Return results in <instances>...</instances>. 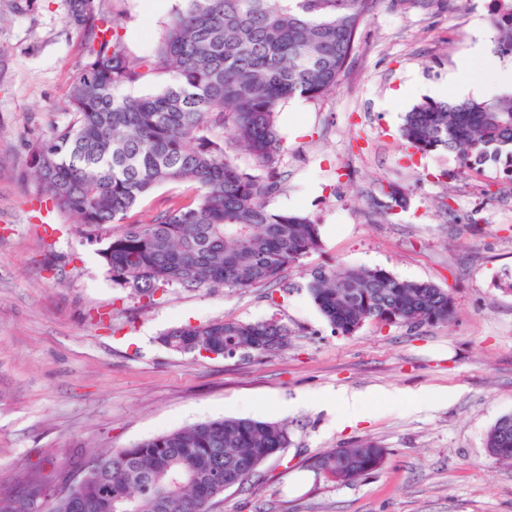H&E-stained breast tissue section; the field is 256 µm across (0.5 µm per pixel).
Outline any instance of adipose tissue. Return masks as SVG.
<instances>
[{"instance_id": "1", "label": "adipose tissue", "mask_w": 512, "mask_h": 512, "mask_svg": "<svg viewBox=\"0 0 512 512\" xmlns=\"http://www.w3.org/2000/svg\"><path fill=\"white\" fill-rule=\"evenodd\" d=\"M475 61L481 66V83L471 84L459 81V74L468 72L471 63ZM489 87L512 88V68L502 67L492 47L478 35L475 36L467 53L459 60L456 73L449 75L447 85L435 87L433 93L440 98L450 94L467 96L479 94Z\"/></svg>"}]
</instances>
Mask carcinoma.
<instances>
[{
	"mask_svg": "<svg viewBox=\"0 0 512 512\" xmlns=\"http://www.w3.org/2000/svg\"><path fill=\"white\" fill-rule=\"evenodd\" d=\"M149 56H134L97 0H68V23L84 60L70 84L71 121L29 144L43 197L76 217L100 252L112 282L148 302L169 288L244 289L278 282L321 248L320 225L271 209L284 153L281 108L336 89L357 35L377 0H183ZM494 50L512 55V6L496 14ZM167 78L140 97L121 95L136 82ZM410 147H440L473 169L489 161L512 173V92L488 100H423L404 117ZM248 153L263 176L244 172L228 150ZM189 183V202L140 219L128 214L155 188ZM307 291L332 330L350 334L366 322L420 327L446 322L450 293L371 268L330 267L311 273ZM288 345L275 320H215L174 328L161 337L177 353L205 347L264 354L262 338ZM290 443L278 422L224 417L187 425L100 455L78 499L57 494L64 473H22L0 488V512H211L225 491L240 488ZM486 448L512 461V415L489 430ZM384 449L371 442L333 448L310 465L346 482L379 469ZM221 480H214V475Z\"/></svg>",
	"mask_w": 512,
	"mask_h": 512,
	"instance_id": "1",
	"label": "carcinoma"
}]
</instances>
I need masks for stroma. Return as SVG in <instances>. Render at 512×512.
Here are the masks:
<instances>
[{
  "label": "stroma",
  "instance_id": "35a3bbf8",
  "mask_svg": "<svg viewBox=\"0 0 512 512\" xmlns=\"http://www.w3.org/2000/svg\"><path fill=\"white\" fill-rule=\"evenodd\" d=\"M379 0L336 89L277 127L285 152L272 207L319 224L322 246L281 284L168 289L147 305L112 283L72 218L32 204L30 141L70 121L82 60L67 0H35L0 24V485L50 459L87 472L125 448L224 416L283 422L290 444L254 487L212 512H512V464L486 436L512 415V179L497 164L464 169L456 153L407 147L400 128L425 87L444 85L475 28L496 30L487 0H433L398 11ZM178 0H101L136 56L151 53ZM404 198L393 205L390 187ZM380 268L450 292L453 316L410 328L368 322L332 332L305 285L313 269ZM276 319L286 349L200 357L167 349L168 330ZM365 398L341 425L337 393ZM429 396L422 408L410 399ZM367 440L384 465L348 482L303 460Z\"/></svg>",
  "mask_w": 512,
  "mask_h": 512
}]
</instances>
